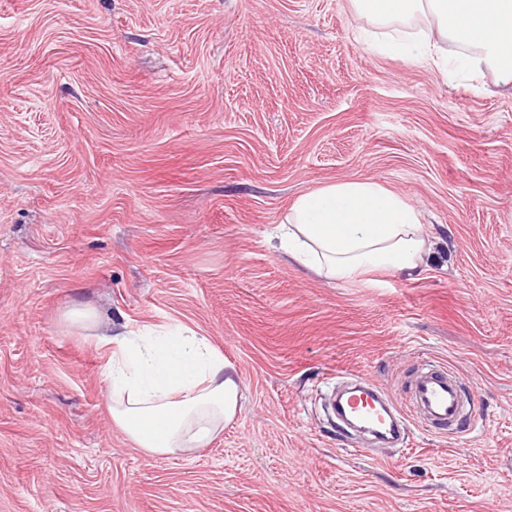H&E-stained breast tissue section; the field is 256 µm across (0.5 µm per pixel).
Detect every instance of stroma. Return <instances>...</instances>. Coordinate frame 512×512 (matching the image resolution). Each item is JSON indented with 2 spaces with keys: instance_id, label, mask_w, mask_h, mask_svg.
I'll list each match as a JSON object with an SVG mask.
<instances>
[{
  "instance_id": "35a3bbf8",
  "label": "stroma",
  "mask_w": 512,
  "mask_h": 512,
  "mask_svg": "<svg viewBox=\"0 0 512 512\" xmlns=\"http://www.w3.org/2000/svg\"><path fill=\"white\" fill-rule=\"evenodd\" d=\"M351 0H0V512H512V84L374 52ZM373 176L422 214L413 276L329 282L269 234ZM182 324L236 369L210 443L113 425L73 307ZM479 409L352 447L337 371L394 399L420 360Z\"/></svg>"
}]
</instances>
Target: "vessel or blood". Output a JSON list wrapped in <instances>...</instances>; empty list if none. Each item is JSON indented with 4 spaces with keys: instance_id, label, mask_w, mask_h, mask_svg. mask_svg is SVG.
I'll return each mask as SVG.
<instances>
[{
    "instance_id": "vessel-or-blood-1",
    "label": "vessel or blood",
    "mask_w": 512,
    "mask_h": 512,
    "mask_svg": "<svg viewBox=\"0 0 512 512\" xmlns=\"http://www.w3.org/2000/svg\"><path fill=\"white\" fill-rule=\"evenodd\" d=\"M406 397L410 410L435 429L453 428L466 415L459 374L427 360L421 361L412 375ZM328 403L341 430L355 427L387 444L404 438L397 407L367 379H356L348 387L332 392Z\"/></svg>"
}]
</instances>
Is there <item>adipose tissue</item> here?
I'll use <instances>...</instances> for the list:
<instances>
[{
    "label": "adipose tissue",
    "mask_w": 512,
    "mask_h": 512,
    "mask_svg": "<svg viewBox=\"0 0 512 512\" xmlns=\"http://www.w3.org/2000/svg\"><path fill=\"white\" fill-rule=\"evenodd\" d=\"M356 12L382 25L419 23L472 51L512 83V0H352ZM386 52L453 76L457 59L434 46L398 37ZM283 254L332 282L378 270L415 272L426 253L420 212L378 179L336 181L299 195L276 227ZM109 349L106 378L115 426L150 455H174L210 442L233 418L240 398L234 368L206 336L188 327L135 332L100 330L95 308L69 314Z\"/></svg>",
    "instance_id": "adipose-tissue-1"
}]
</instances>
